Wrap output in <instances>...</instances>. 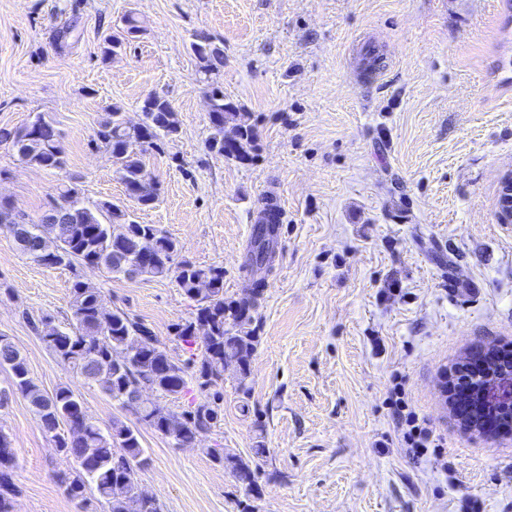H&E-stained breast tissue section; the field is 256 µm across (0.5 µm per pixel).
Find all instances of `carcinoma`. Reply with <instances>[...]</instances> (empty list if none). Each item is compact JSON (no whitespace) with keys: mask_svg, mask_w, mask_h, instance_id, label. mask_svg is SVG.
Wrapping results in <instances>:
<instances>
[{"mask_svg":"<svg viewBox=\"0 0 512 512\" xmlns=\"http://www.w3.org/2000/svg\"><path fill=\"white\" fill-rule=\"evenodd\" d=\"M142 32L131 13L122 19L121 30L104 36L103 60L118 54ZM198 73L207 83L210 100L208 118L212 133L207 149L221 157L243 161L254 149L255 132L249 113L224 95L212 79L224 67V52L206 34L191 43ZM142 119L136 126L125 124L123 112L114 106L104 113L95 131L99 141L118 165L127 196L138 205L151 207L159 199V188L145 177V146L160 138L179 134L180 122L171 103L158 95L145 97ZM232 132L238 144L224 149V136ZM9 142L19 159L45 170H61L66 160L60 133L54 123L37 114L24 126L0 130V142ZM270 204L262 209L247 251V264L272 266L276 236L272 222L265 220ZM48 212L58 223L39 224L0 199V224L14 226L19 249L46 267L103 266L127 278L174 276L183 295L195 302V316L174 327V339L189 357L170 356L153 332L125 312L112 310L94 285L76 279L71 288L72 327L41 339L56 360L94 382L121 408L137 420L169 438L178 448L195 444L197 436L214 427L224 400V365L236 364L238 390L246 394V379L257 345L250 325L254 298L224 300V268L200 266L177 260L179 242L153 224H140L119 205L102 201L86 206L78 190L62 185ZM0 368L11 373L12 387L29 403L43 429L52 435L56 451L76 467L60 472L58 482L72 500H85L86 490L95 489L108 512H162L158 501L139 490V472L149 458L141 446L139 431L119 419L103 429L87 413L83 401L67 387L48 395L30 377L25 358L6 336L0 335ZM195 380L209 395L192 402L180 413L171 412L144 395L145 391L179 398ZM205 454L229 470L239 481L251 484L252 471L240 456L223 448H206ZM15 448L10 436L0 430V512H13L17 493L13 481Z\"/></svg>","mask_w":512,"mask_h":512,"instance_id":"1","label":"carcinoma"}]
</instances>
